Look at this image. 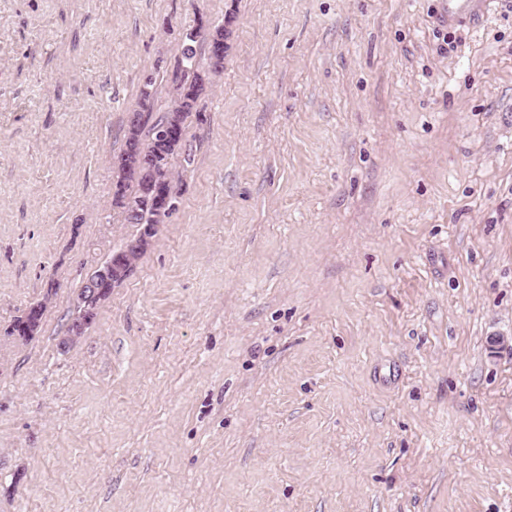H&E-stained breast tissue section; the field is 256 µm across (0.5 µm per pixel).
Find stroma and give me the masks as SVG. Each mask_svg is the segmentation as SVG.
I'll use <instances>...</instances> for the list:
<instances>
[{
	"instance_id": "stroma-1",
	"label": "stroma",
	"mask_w": 512,
	"mask_h": 512,
	"mask_svg": "<svg viewBox=\"0 0 512 512\" xmlns=\"http://www.w3.org/2000/svg\"><path fill=\"white\" fill-rule=\"evenodd\" d=\"M199 13L180 207L62 346ZM0 512H512V0H0ZM492 0H444L448 21L463 22L482 11Z\"/></svg>"
}]
</instances>
